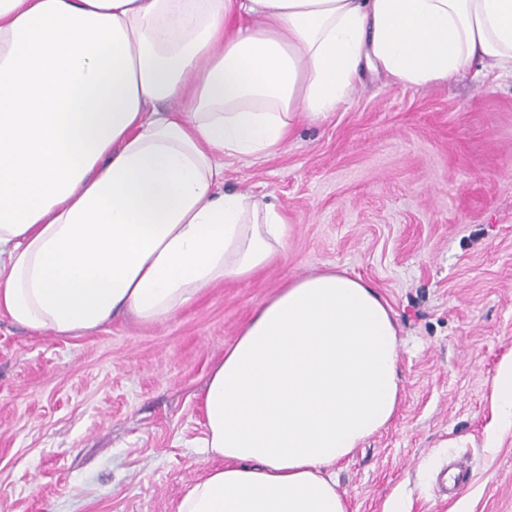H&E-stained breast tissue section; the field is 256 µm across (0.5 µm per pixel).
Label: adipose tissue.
<instances>
[{
    "label": "adipose tissue",
    "mask_w": 512,
    "mask_h": 512,
    "mask_svg": "<svg viewBox=\"0 0 512 512\" xmlns=\"http://www.w3.org/2000/svg\"><path fill=\"white\" fill-rule=\"evenodd\" d=\"M475 65L512 76V0H0V312L79 336L251 279L288 224L223 190L224 157L275 152L364 70ZM399 350L370 284L290 280L210 372L177 512H348L333 470L396 415Z\"/></svg>",
    "instance_id": "adipose-tissue-1"
}]
</instances>
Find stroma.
I'll list each match as a JSON object with an SVG mask.
<instances>
[{
	"label": "stroma",
	"instance_id": "1",
	"mask_svg": "<svg viewBox=\"0 0 512 512\" xmlns=\"http://www.w3.org/2000/svg\"><path fill=\"white\" fill-rule=\"evenodd\" d=\"M224 188L265 196L285 250L170 319L113 317L78 337L0 314V512H176L209 465L212 366L289 280L335 267L400 327L397 415L337 464L348 512H512V430L487 447L489 386L512 354V79L466 71L395 86L366 72L278 152L224 160ZM470 483L439 496L437 473ZM448 471H451L449 482L443 478L438 483L439 491L442 494L450 495L452 498L460 489L465 487L471 480V471L468 467H463L453 463Z\"/></svg>",
	"mask_w": 512,
	"mask_h": 512
}]
</instances>
